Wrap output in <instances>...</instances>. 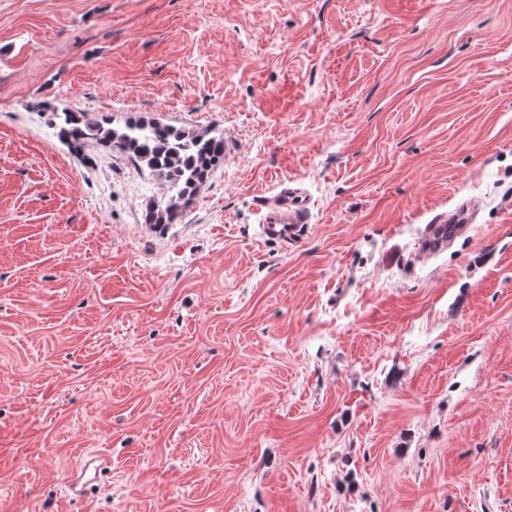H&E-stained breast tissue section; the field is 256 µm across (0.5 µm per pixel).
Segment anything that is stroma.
<instances>
[{"label":"stroma","instance_id":"1","mask_svg":"<svg viewBox=\"0 0 512 512\" xmlns=\"http://www.w3.org/2000/svg\"><path fill=\"white\" fill-rule=\"evenodd\" d=\"M53 107L229 150L154 229ZM0 512H512V0H0ZM265 207H271L264 220L265 231L275 237L301 236L304 224L308 223L307 208L303 199L293 189L285 190L276 198L267 201ZM467 212L468 206L462 205L455 212L444 214L440 219H438L435 225L429 226V236L427 238V242H430L434 239L435 235L438 236L440 242L446 238V229H450V232L456 233L458 232L462 226L460 225H447V224H457L467 221Z\"/></svg>","mask_w":512,"mask_h":512}]
</instances>
